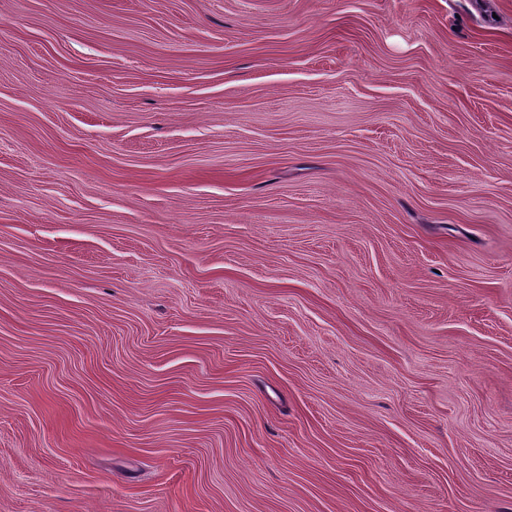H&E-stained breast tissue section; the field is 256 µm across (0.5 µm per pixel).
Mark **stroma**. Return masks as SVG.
Masks as SVG:
<instances>
[{
	"label": "stroma",
	"instance_id": "obj_1",
	"mask_svg": "<svg viewBox=\"0 0 512 512\" xmlns=\"http://www.w3.org/2000/svg\"><path fill=\"white\" fill-rule=\"evenodd\" d=\"M0 512H512V0H0Z\"/></svg>",
	"mask_w": 512,
	"mask_h": 512
}]
</instances>
